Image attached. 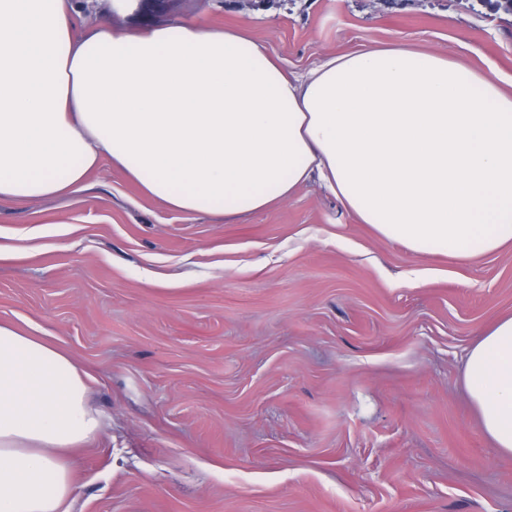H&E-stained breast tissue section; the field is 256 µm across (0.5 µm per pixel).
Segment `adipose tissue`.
<instances>
[{
    "instance_id": "adipose-tissue-1",
    "label": "adipose tissue",
    "mask_w": 512,
    "mask_h": 512,
    "mask_svg": "<svg viewBox=\"0 0 512 512\" xmlns=\"http://www.w3.org/2000/svg\"><path fill=\"white\" fill-rule=\"evenodd\" d=\"M93 0H0V202L78 191L110 159L181 212L272 208L318 179L360 223L419 255L512 245V92L404 44L301 76L239 27L74 29ZM90 374L0 323V512H65L99 432ZM465 390L512 455V316L469 349Z\"/></svg>"
}]
</instances>
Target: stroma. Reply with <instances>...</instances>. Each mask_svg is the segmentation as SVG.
<instances>
[{"label":"stroma","instance_id":"35a3bbf8","mask_svg":"<svg viewBox=\"0 0 512 512\" xmlns=\"http://www.w3.org/2000/svg\"><path fill=\"white\" fill-rule=\"evenodd\" d=\"M242 27L301 72L402 43L512 84L485 0H150L121 31ZM0 322L92 376L105 426L67 512H512V456L463 386L512 316V247L420 257L317 183L242 216L174 211L109 160L64 197L0 203Z\"/></svg>","mask_w":512,"mask_h":512}]
</instances>
